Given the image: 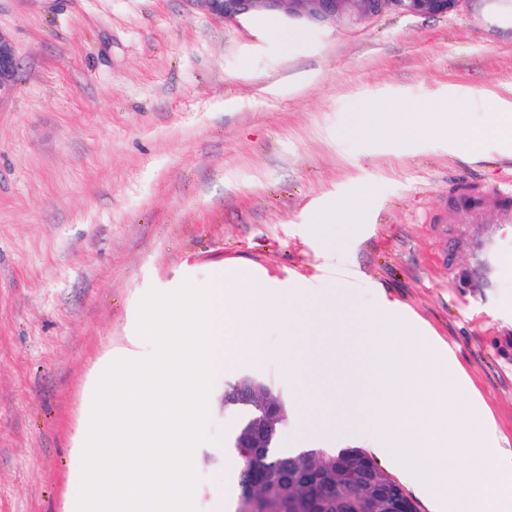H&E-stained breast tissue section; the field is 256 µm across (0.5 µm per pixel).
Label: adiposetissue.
I'll return each mask as SVG.
<instances>
[{
	"label": "adipose tissue",
	"instance_id": "obj_1",
	"mask_svg": "<svg viewBox=\"0 0 512 512\" xmlns=\"http://www.w3.org/2000/svg\"><path fill=\"white\" fill-rule=\"evenodd\" d=\"M493 130L501 140L512 144V106L502 105L498 111L489 113L486 128H469L464 125L449 127L447 121H432L430 114L398 112L393 108H368L359 112L353 126L354 132L368 130L389 132L398 136L422 135L435 132L439 136L455 133L465 151H476L485 130Z\"/></svg>",
	"mask_w": 512,
	"mask_h": 512
}]
</instances>
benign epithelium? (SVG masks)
<instances>
[{
    "mask_svg": "<svg viewBox=\"0 0 512 512\" xmlns=\"http://www.w3.org/2000/svg\"><path fill=\"white\" fill-rule=\"evenodd\" d=\"M214 16L226 22L250 19L262 12H278L294 23L323 24L341 22L349 27L364 26L387 11L435 17L458 9L465 0H199ZM16 61L10 44L0 36V99L12 90ZM255 392L251 383L241 382L224 394V407L253 406ZM261 416L252 425L253 438L243 444L254 449V462L245 481L243 495L251 494L256 479L265 475L266 459L275 452L273 443L280 429L282 405L274 398L261 404ZM369 465L350 463L347 482L335 486L313 470L298 473L288 469L294 481H301L318 491L315 496L293 498L283 512H313L325 497L336 500L359 498L362 512H415V504L399 483L388 478L378 491V498L360 497L366 480L370 478Z\"/></svg>",
    "mask_w": 512,
    "mask_h": 512,
    "instance_id": "1",
    "label": "benign epithelium"
}]
</instances>
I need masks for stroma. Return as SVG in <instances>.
<instances>
[{
  "label": "stroma",
  "mask_w": 512,
  "mask_h": 512,
  "mask_svg": "<svg viewBox=\"0 0 512 512\" xmlns=\"http://www.w3.org/2000/svg\"><path fill=\"white\" fill-rule=\"evenodd\" d=\"M0 32L18 63L0 102V512H67L87 387L102 358L151 352L136 332L149 290L228 264L317 288L331 247L371 297L410 306L455 347L512 443V281L448 278L469 264L462 237L497 221L458 207L460 189L512 183V146L351 131L373 102L485 125L512 103V0L308 26L294 46L198 0H0ZM367 192L351 223L332 222ZM242 375L287 403L280 449L311 447L323 421L314 389L277 361L225 364L197 512L235 510L222 395Z\"/></svg>",
  "instance_id": "obj_1"
}]
</instances>
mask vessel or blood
Segmentation results:
<instances>
[{"label":"vessel or blood","instance_id":"1","mask_svg":"<svg viewBox=\"0 0 512 512\" xmlns=\"http://www.w3.org/2000/svg\"><path fill=\"white\" fill-rule=\"evenodd\" d=\"M469 202L477 208L492 204L499 209L490 231L474 235L467 245L469 281L477 288H495L512 279V195L490 192L470 197Z\"/></svg>","mask_w":512,"mask_h":512}]
</instances>
